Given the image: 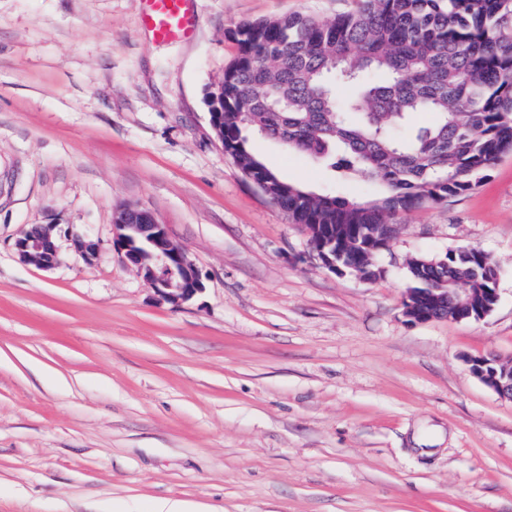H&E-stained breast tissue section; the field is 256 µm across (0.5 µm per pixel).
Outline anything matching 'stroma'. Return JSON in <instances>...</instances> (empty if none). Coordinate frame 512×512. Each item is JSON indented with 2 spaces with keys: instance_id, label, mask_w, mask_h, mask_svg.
<instances>
[{
  "instance_id": "stroma-1",
  "label": "stroma",
  "mask_w": 512,
  "mask_h": 512,
  "mask_svg": "<svg viewBox=\"0 0 512 512\" xmlns=\"http://www.w3.org/2000/svg\"><path fill=\"white\" fill-rule=\"evenodd\" d=\"M354 0H192L159 43L140 0H0V512H512V402L465 357L512 361V151L472 191L403 212L381 277L337 274L216 138L208 97L236 26ZM288 180L371 196L254 135ZM150 212L203 288L162 301L112 246ZM58 224L92 261L21 262ZM498 266L478 321L402 314L406 261L459 247ZM58 224H36L14 243V250L23 262L37 264L45 269L60 262L57 238L61 235Z\"/></svg>"
}]
</instances>
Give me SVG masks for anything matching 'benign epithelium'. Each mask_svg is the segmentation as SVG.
I'll return each mask as SVG.
<instances>
[{"label": "benign epithelium", "instance_id": "1", "mask_svg": "<svg viewBox=\"0 0 512 512\" xmlns=\"http://www.w3.org/2000/svg\"><path fill=\"white\" fill-rule=\"evenodd\" d=\"M113 246L124 253L126 261L136 265L150 288L165 301L180 305L203 289L201 275L186 249L172 239L165 225L156 222L147 211L127 209L113 224ZM66 235L74 253L85 261L95 256L97 245L85 236L61 231L58 224H36L14 243V250L23 262L45 269L60 262L57 238ZM310 252L333 273H345L342 258L336 253V238L308 237ZM403 314L412 322L433 320H481L486 313L472 312L469 298L458 288H409L403 302ZM473 376L512 401V364L504 366L492 355L466 359Z\"/></svg>", "mask_w": 512, "mask_h": 512}]
</instances>
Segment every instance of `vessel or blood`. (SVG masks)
Instances as JSON below:
<instances>
[{
  "label": "vessel or blood",
  "mask_w": 512,
  "mask_h": 512,
  "mask_svg": "<svg viewBox=\"0 0 512 512\" xmlns=\"http://www.w3.org/2000/svg\"><path fill=\"white\" fill-rule=\"evenodd\" d=\"M141 22L158 42L192 38L199 26L190 0H141Z\"/></svg>",
  "instance_id": "b4317fda"
}]
</instances>
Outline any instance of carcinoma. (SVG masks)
Returning a JSON list of instances; mask_svg holds the SVG:
<instances>
[{"label": "carcinoma", "instance_id": "1", "mask_svg": "<svg viewBox=\"0 0 512 512\" xmlns=\"http://www.w3.org/2000/svg\"><path fill=\"white\" fill-rule=\"evenodd\" d=\"M512 0H361L330 21L303 15L241 24L218 85L224 151L304 230L336 231L349 272L380 274L372 240L395 216L473 190L512 149ZM354 93L343 98L342 87ZM428 114L427 124L413 123ZM378 186L366 198L290 181L247 132ZM412 288H494L479 248L407 261Z\"/></svg>", "mask_w": 512, "mask_h": 512}]
</instances>
